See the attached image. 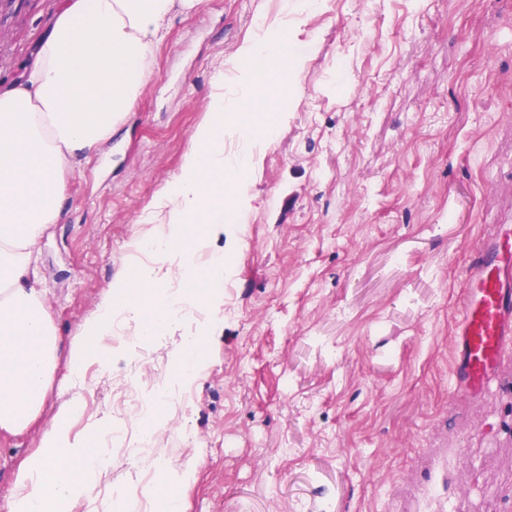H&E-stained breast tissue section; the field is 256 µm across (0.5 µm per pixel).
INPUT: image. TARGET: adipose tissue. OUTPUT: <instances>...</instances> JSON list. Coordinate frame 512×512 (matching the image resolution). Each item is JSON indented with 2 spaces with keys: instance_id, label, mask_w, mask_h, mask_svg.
<instances>
[{
  "instance_id": "ef3b65f1",
  "label": "adipose tissue",
  "mask_w": 512,
  "mask_h": 512,
  "mask_svg": "<svg viewBox=\"0 0 512 512\" xmlns=\"http://www.w3.org/2000/svg\"><path fill=\"white\" fill-rule=\"evenodd\" d=\"M198 0H61L52 27L18 80L0 86V431L15 435L41 413L58 350L57 330L36 270L39 242L67 195L66 170L88 159L133 111L152 78L147 58L170 16ZM128 278L87 326L91 341L73 347L70 371L107 357L115 318L155 335L173 306L192 311L193 296L159 297L153 311L128 295ZM68 413L46 432L0 512H75L104 468L103 449L71 438Z\"/></svg>"
}]
</instances>
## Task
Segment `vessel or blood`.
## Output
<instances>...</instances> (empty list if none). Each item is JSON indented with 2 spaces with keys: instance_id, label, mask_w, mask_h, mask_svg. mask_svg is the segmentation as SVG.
<instances>
[{
  "instance_id": "1",
  "label": "vessel or blood",
  "mask_w": 512,
  "mask_h": 512,
  "mask_svg": "<svg viewBox=\"0 0 512 512\" xmlns=\"http://www.w3.org/2000/svg\"><path fill=\"white\" fill-rule=\"evenodd\" d=\"M465 301L453 341L450 383L455 395L486 391L512 346V229L486 238L466 267Z\"/></svg>"
}]
</instances>
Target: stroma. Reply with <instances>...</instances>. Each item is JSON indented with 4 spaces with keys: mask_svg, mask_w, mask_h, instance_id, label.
<instances>
[{
    "mask_svg": "<svg viewBox=\"0 0 512 512\" xmlns=\"http://www.w3.org/2000/svg\"><path fill=\"white\" fill-rule=\"evenodd\" d=\"M59 0H0V83L19 77ZM304 53L274 141L253 155L244 220L221 238L224 301L156 335L124 333L69 375V350L150 238L141 214L180 172L207 98L231 81L260 23ZM153 78L91 162L77 161L37 266L60 349L38 421L0 433V501L46 430L99 436L112 461L97 512H512V350L486 392L452 396L461 272L512 222V0H200L174 13ZM215 326H207L206 318ZM205 366L181 375L187 339ZM131 379L166 416L116 412ZM182 452L189 486L154 493L128 457L139 431ZM460 458L448 468V449Z\"/></svg>",
    "mask_w": 512,
    "mask_h": 512,
    "instance_id": "stroma-1",
    "label": "stroma"
}]
</instances>
